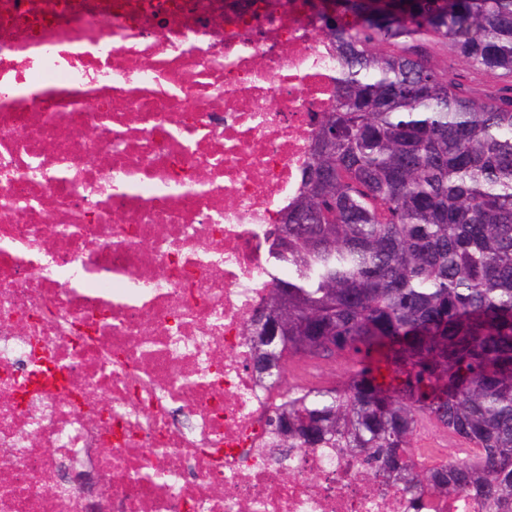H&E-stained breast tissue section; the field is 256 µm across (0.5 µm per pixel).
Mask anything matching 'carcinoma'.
Returning a JSON list of instances; mask_svg holds the SVG:
<instances>
[{
  "label": "carcinoma",
  "mask_w": 512,
  "mask_h": 512,
  "mask_svg": "<svg viewBox=\"0 0 512 512\" xmlns=\"http://www.w3.org/2000/svg\"><path fill=\"white\" fill-rule=\"evenodd\" d=\"M319 10L336 96L272 242L280 338L259 359L277 383L285 360L347 355L350 383L288 387L269 425L279 448H336L417 498L472 490L497 509L512 500V86L478 94L429 46L512 78V0ZM427 423L463 448L424 471L410 440Z\"/></svg>",
  "instance_id": "obj_1"
}]
</instances>
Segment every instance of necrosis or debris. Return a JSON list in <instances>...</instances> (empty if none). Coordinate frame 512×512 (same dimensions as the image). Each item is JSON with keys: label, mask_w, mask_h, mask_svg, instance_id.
I'll return each mask as SVG.
<instances>
[{"label": "necrosis or debris", "mask_w": 512, "mask_h": 512, "mask_svg": "<svg viewBox=\"0 0 512 512\" xmlns=\"http://www.w3.org/2000/svg\"><path fill=\"white\" fill-rule=\"evenodd\" d=\"M336 53L316 0H0V512H486L274 447L244 339Z\"/></svg>", "instance_id": "obj_1"}]
</instances>
